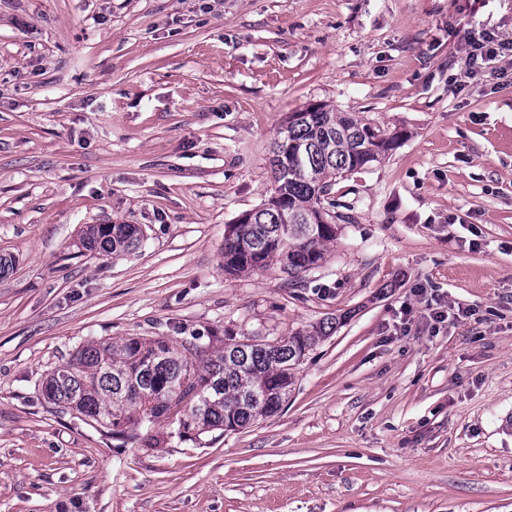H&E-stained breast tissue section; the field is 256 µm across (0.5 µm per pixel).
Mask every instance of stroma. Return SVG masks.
Returning a JSON list of instances; mask_svg holds the SVG:
<instances>
[{
	"instance_id": "1",
	"label": "stroma",
	"mask_w": 512,
	"mask_h": 512,
	"mask_svg": "<svg viewBox=\"0 0 512 512\" xmlns=\"http://www.w3.org/2000/svg\"><path fill=\"white\" fill-rule=\"evenodd\" d=\"M512 0H0V512H512ZM404 137L337 179L318 269L228 274L291 112ZM89 224L141 246L85 248ZM439 300L448 319L430 320ZM339 323L282 409L103 434L41 385L83 344ZM496 43L497 48L489 47L487 48L486 43ZM487 48L486 50H484ZM512 51V41H502V40H495L491 37H484L482 41L475 40L470 44V50L467 53V60L469 61V64L474 66L477 64L478 58L480 56L481 61H484L486 58L497 56L498 53H505ZM142 238L135 224H93L86 229L83 243L89 250L120 255L137 249Z\"/></svg>"
}]
</instances>
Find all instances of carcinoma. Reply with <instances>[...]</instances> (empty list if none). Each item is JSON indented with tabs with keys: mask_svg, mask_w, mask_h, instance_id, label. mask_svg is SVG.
<instances>
[{
	"mask_svg": "<svg viewBox=\"0 0 512 512\" xmlns=\"http://www.w3.org/2000/svg\"><path fill=\"white\" fill-rule=\"evenodd\" d=\"M401 137L334 108L316 104L293 112L274 142V189L246 222L224 235V272L279 268L293 283L324 260L339 227L324 207L336 178L380 161ZM143 232L135 224H93L90 250L134 251ZM324 336L299 331L273 346L265 339L225 337L211 349L201 337L103 339L81 346L42 384L48 403L75 413L113 437L164 418L184 436L245 429L275 415L295 384V369Z\"/></svg>",
	"mask_w": 512,
	"mask_h": 512,
	"instance_id": "1",
	"label": "carcinoma"
}]
</instances>
